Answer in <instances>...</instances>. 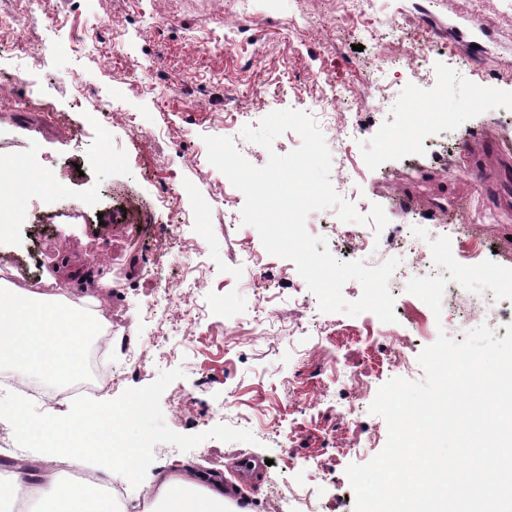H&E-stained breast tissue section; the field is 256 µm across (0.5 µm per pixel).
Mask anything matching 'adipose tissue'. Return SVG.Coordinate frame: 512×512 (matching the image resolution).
<instances>
[{"instance_id": "ef3b65f1", "label": "adipose tissue", "mask_w": 512, "mask_h": 512, "mask_svg": "<svg viewBox=\"0 0 512 512\" xmlns=\"http://www.w3.org/2000/svg\"><path fill=\"white\" fill-rule=\"evenodd\" d=\"M98 333V322L84 309L51 303L35 289L0 288V364L14 367L18 378L45 374L68 381L80 369V341ZM40 512H118L115 500L90 481L69 482L50 473L31 485ZM224 485H199L189 474L163 475L149 512H224Z\"/></svg>"}]
</instances>
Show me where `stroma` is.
I'll return each instance as SVG.
<instances>
[{
	"mask_svg": "<svg viewBox=\"0 0 512 512\" xmlns=\"http://www.w3.org/2000/svg\"><path fill=\"white\" fill-rule=\"evenodd\" d=\"M358 8L348 21L341 0H0V16L14 17L0 37V153L12 158L0 167L12 215L0 280L22 268L41 273L47 296L99 299L143 345L135 366L113 358L114 383L95 400L178 369L161 398L171 430L226 424L255 437L156 445L121 512H142L157 476L187 470L222 480L249 512H355L346 469L388 438L369 411L378 389L424 381L418 355L439 334L460 342L483 323L507 333L492 282L512 275V154L493 144L512 141L500 107L512 99V0ZM426 46L428 64L416 65ZM285 109L318 123L338 194L364 216L383 207L388 224L365 251L363 225L335 209L311 213L306 228L340 261L399 258L395 322L322 312L295 264L243 225V194L225 197L204 137L232 138L264 166L299 135L268 151L242 130ZM434 111L448 127L424 131L421 148L392 139L409 113ZM459 234L484 241L478 258L459 251ZM61 264L79 272L63 291L51 282ZM476 264L492 280L453 296L444 266ZM242 456L264 460L263 475L235 477Z\"/></svg>",
	"mask_w": 512,
	"mask_h": 512,
	"instance_id": "stroma-1",
	"label": "stroma"
}]
</instances>
